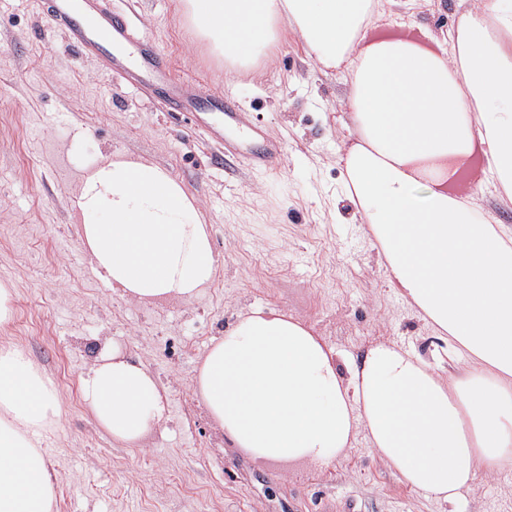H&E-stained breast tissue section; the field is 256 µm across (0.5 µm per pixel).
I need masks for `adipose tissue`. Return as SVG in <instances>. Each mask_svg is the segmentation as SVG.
Here are the masks:
<instances>
[{"label":"adipose tissue","mask_w":512,"mask_h":512,"mask_svg":"<svg viewBox=\"0 0 512 512\" xmlns=\"http://www.w3.org/2000/svg\"><path fill=\"white\" fill-rule=\"evenodd\" d=\"M382 0H182L195 33L241 68L291 27L350 78L357 140L344 185L398 296L443 344L431 358L382 343L343 368L309 324L256 307L216 337L196 390L226 441L264 465L324 466L366 434L402 482L455 504L479 473H512V225L449 195L474 150L480 190L512 203V0H473L436 48L372 40ZM80 241L114 291L142 304L197 299L220 259L196 197L164 167L108 156L81 176ZM453 370L442 373L443 361ZM95 421L125 448L167 419L152 371L106 347L81 376ZM57 388L0 345V512H53L42 437Z\"/></svg>","instance_id":"ef3b65f1"}]
</instances>
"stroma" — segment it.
<instances>
[{
    "label": "stroma",
    "instance_id": "stroma-1",
    "mask_svg": "<svg viewBox=\"0 0 512 512\" xmlns=\"http://www.w3.org/2000/svg\"><path fill=\"white\" fill-rule=\"evenodd\" d=\"M137 37L156 42L179 76L239 99L251 129L281 141L275 171L224 160L210 125L166 112L137 84L99 73L48 18L44 0H0V280L15 288L0 344L25 349L64 405L44 444L59 482L54 512H442L404 485L358 436L328 466L256 464L225 441L197 398L194 377L212 340L253 307L288 311L351 361L393 343L426 352L431 336L391 288L342 164L356 139L341 71L309 57L293 30L249 71L230 68L199 39L180 0H112ZM374 39L409 23L432 36L455 25L457 0H386ZM116 154L167 168L199 201L221 268L190 302L143 305L91 271L72 219L84 169ZM114 343L169 393L168 421L123 448L85 406L80 375ZM456 512H512V479L479 474Z\"/></svg>",
    "mask_w": 512,
    "mask_h": 512
}]
</instances>
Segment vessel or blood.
Instances as JSON below:
<instances>
[{"instance_id":"obj_1","label":"vessel or blood","mask_w":512,"mask_h":512,"mask_svg":"<svg viewBox=\"0 0 512 512\" xmlns=\"http://www.w3.org/2000/svg\"><path fill=\"white\" fill-rule=\"evenodd\" d=\"M47 12L63 30L69 42L83 55L95 59L102 70L118 73L142 85L163 83L169 112L194 119L199 109L220 112L232 138L224 142V153L239 157L260 171L269 172L282 146L275 141L250 152H239L237 134L247 128L235 110L231 93L200 91L191 81L181 79L171 61L149 49L132 34L130 21L112 8V0H47Z\"/></svg>"}]
</instances>
